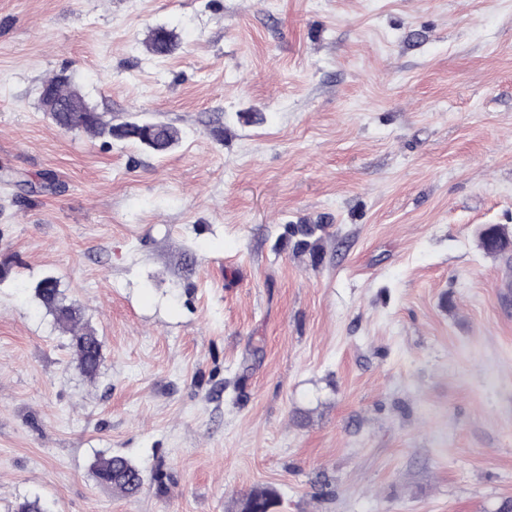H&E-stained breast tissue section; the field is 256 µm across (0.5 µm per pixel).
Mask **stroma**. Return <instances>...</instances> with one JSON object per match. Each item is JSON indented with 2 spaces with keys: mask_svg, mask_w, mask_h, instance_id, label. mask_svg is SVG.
Listing matches in <instances>:
<instances>
[{
  "mask_svg": "<svg viewBox=\"0 0 512 512\" xmlns=\"http://www.w3.org/2000/svg\"><path fill=\"white\" fill-rule=\"evenodd\" d=\"M62 70L180 142L60 129ZM481 224L512 227V0H0V512H498L512 250ZM79 91L76 89L75 85L71 83L70 77L68 84H63L58 81V74L53 77L51 80L42 83L40 88V103L43 108L45 106V96L48 94L55 95L57 98L67 99L69 97L77 95ZM80 94V93H79ZM81 97L83 95L80 94ZM84 98V97H83ZM85 99V98H84ZM36 296L53 312L57 323L66 331L72 332L71 346L75 349L82 372L94 377L103 364L102 341L87 326L77 328L80 308L75 302H67L62 297L57 281L53 277L42 279L34 288ZM97 480L124 496H135L144 484L140 467L122 455L99 457L93 465ZM278 498L272 490H253L244 494L237 502L238 512H275Z\"/></svg>",
  "mask_w": 512,
  "mask_h": 512,
  "instance_id": "stroma-1",
  "label": "stroma"
}]
</instances>
